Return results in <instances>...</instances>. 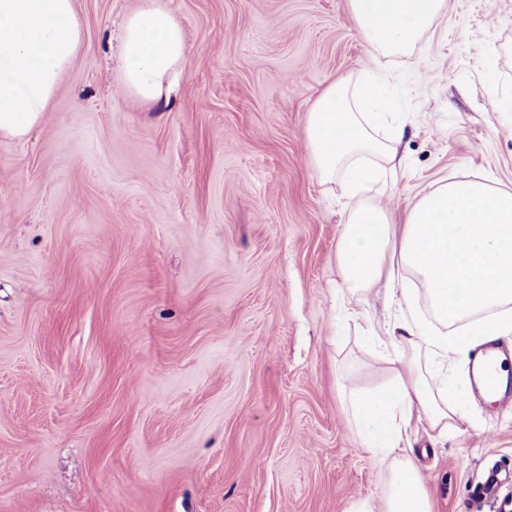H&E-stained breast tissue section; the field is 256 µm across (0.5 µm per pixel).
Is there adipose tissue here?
<instances>
[{"label":"adipose tissue","mask_w":512,"mask_h":512,"mask_svg":"<svg viewBox=\"0 0 512 512\" xmlns=\"http://www.w3.org/2000/svg\"><path fill=\"white\" fill-rule=\"evenodd\" d=\"M376 56L409 58L447 12V0H348ZM85 48L75 0H0V137L25 138L43 120L58 85ZM120 78L134 100L160 99L184 58L179 19L163 0H139L124 22ZM392 107L376 75L330 85L308 117L307 149L323 184H340L351 208L337 242L342 287L356 295L380 281L413 305L397 269L423 287L428 319L386 318L377 342L394 367L392 387L347 392L361 444L380 465V502L348 512H433V493L402 445L415 423L443 434L463 421L470 384L444 373L454 356L512 336V192L481 179L451 180L424 193L404 223L391 221L395 149L381 132Z\"/></svg>","instance_id":"obj_1"}]
</instances>
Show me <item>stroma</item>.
<instances>
[{
    "instance_id": "35a3bbf8",
    "label": "stroma",
    "mask_w": 512,
    "mask_h": 512,
    "mask_svg": "<svg viewBox=\"0 0 512 512\" xmlns=\"http://www.w3.org/2000/svg\"><path fill=\"white\" fill-rule=\"evenodd\" d=\"M389 62L402 135L393 223L436 181L512 190V0H447ZM185 56L142 106L119 85L138 0H75L86 50L41 125L0 139V512H347L383 475L342 390L389 386L347 317L341 188L308 114L379 62L347 0H165ZM435 512H473L489 467L512 494V409L415 430Z\"/></svg>"
}]
</instances>
